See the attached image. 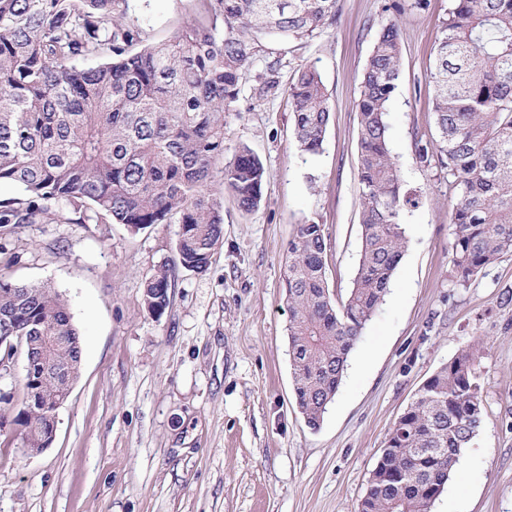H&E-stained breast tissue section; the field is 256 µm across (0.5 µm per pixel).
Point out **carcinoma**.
Segmentation results:
<instances>
[{
	"instance_id": "carcinoma-1",
	"label": "carcinoma",
	"mask_w": 512,
	"mask_h": 512,
	"mask_svg": "<svg viewBox=\"0 0 512 512\" xmlns=\"http://www.w3.org/2000/svg\"><path fill=\"white\" fill-rule=\"evenodd\" d=\"M210 15L162 43H144L130 0H0V226L60 218L109 219L138 232L179 225L177 263L204 272L224 235L212 191L233 111L256 54V37L310 38L336 19L338 0H208ZM223 26H218V21ZM96 60L79 69V61ZM400 27L382 25L356 99L362 249L353 287L335 298L322 225H295L284 278L291 312L293 390L307 426L320 427L348 358L383 303L406 247L404 212L424 196L405 188L390 148L388 106L400 80ZM434 133L415 141L423 167L448 172L450 262L461 285L512 253V0H451L429 72ZM298 150L322 147L331 109L313 66L289 85ZM265 168L242 145L221 169L238 207L262 198ZM68 207L60 216L52 205ZM28 288L21 295L19 288ZM171 273L145 287L156 317L170 305ZM57 329L48 358L32 363L15 422L45 447L47 414L79 375L80 334L65 301L44 285L0 278V336ZM21 344V343H19ZM27 348V344H21ZM476 351L468 346L428 377L387 433L356 512H431L463 448L484 423Z\"/></svg>"
}]
</instances>
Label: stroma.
Here are the masks:
<instances>
[{"mask_svg":"<svg viewBox=\"0 0 512 512\" xmlns=\"http://www.w3.org/2000/svg\"><path fill=\"white\" fill-rule=\"evenodd\" d=\"M391 0H338L336 20L301 42L262 36L224 127V157L262 160L251 212L214 181L224 237L205 272L176 268L166 312L147 280L175 258L176 224L49 220L0 227V277L47 284L83 341L80 377L55 438L28 454L14 418L24 391L15 355L0 379V512H354L385 438L420 385L463 347L479 350L485 422L463 448L432 512H512V254L458 284L450 263L448 176L414 158L433 126L429 70L450 0H401V79L391 149L407 188V246L389 292L355 345L318 430L292 390L284 259L296 224L324 228L327 279L347 295L362 245L355 100ZM204 0H133L150 42L205 15ZM319 71L331 108L319 153L294 142L286 89ZM276 92L260 95L266 76Z\"/></svg>","mask_w":512,"mask_h":512,"instance_id":"1","label":"stroma"}]
</instances>
